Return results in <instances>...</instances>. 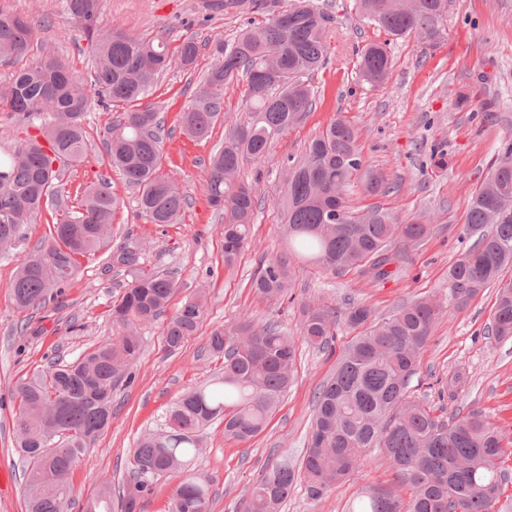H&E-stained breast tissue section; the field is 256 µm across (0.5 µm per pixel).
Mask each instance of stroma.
<instances>
[{"label":"stroma","mask_w":512,"mask_h":512,"mask_svg":"<svg viewBox=\"0 0 512 512\" xmlns=\"http://www.w3.org/2000/svg\"><path fill=\"white\" fill-rule=\"evenodd\" d=\"M251 6L203 10L199 0H102L105 29L132 37H161L177 47L193 36L205 42L194 71L180 64L154 84L149 103L166 120L162 171L191 204L178 223L149 224L139 215L137 193L117 169L106 168L100 132L109 119L94 109L85 119V162L66 169L64 179L76 190L106 172L121 198L112 233L100 252L83 258L80 269L44 308L18 310L11 294L17 262L49 234L47 214H40L13 248L0 251V512H26L23 464L15 448L17 381L50 362H74L114 331L111 309L132 280L113 267L110 257L125 245L139 253L143 270L171 275L176 292L165 316L143 325V349L132 377L112 395V418L76 463L72 484L76 501H84L104 483H118L130 466L137 441L153 429L167 407L189 389L209 382L220 363L204 344L215 329L250 317L254 323L278 321L295 332L299 308L310 301L345 315L350 301L370 306L384 318L413 300L448 293V268L471 245L466 215L476 188L493 164L512 147V0H448L445 35L432 49L415 38L387 40L385 33L362 21L356 0H316L332 21L327 27L328 63L309 78L316 109L274 140L266 159L245 163L241 179L257 192L254 224L237 264L224 265V220L206 198L205 164L236 125L250 122L246 84L224 92V113L207 140L193 142L181 131L179 117L191 103L192 83L213 61L210 42H232L240 30L258 23L289 3L266 0ZM0 8L40 20L36 41L49 48L80 77H88L91 59L78 24L67 15L65 0H0ZM388 44L391 71L385 84L373 87L358 71L356 52L365 44ZM357 128L364 166L381 173L396 190L367 196L350 191L356 209L381 206L402 220L418 216L432 224L431 235L414 247L398 248L399 273L372 282L357 272L333 275L313 266L296 271L291 297H259L252 280L262 257L282 250L280 201L288 158L300 157L309 139L336 116ZM205 304L199 329L177 351L166 347L168 316L197 291ZM496 293L488 288L462 308H448L440 319L410 382L413 398L434 402L439 384L457 379L444 399L448 413L481 411L512 442V338L490 334ZM335 353L305 343L297 345V380L267 427L247 441L226 437L221 426L206 430L204 445L191 472L212 478V512H242L250 489L275 463L299 464L307 446L319 387L336 370ZM370 492L407 497L380 449L363 453L351 480L319 499L296 487L281 512H355Z\"/></svg>","instance_id":"obj_1"}]
</instances>
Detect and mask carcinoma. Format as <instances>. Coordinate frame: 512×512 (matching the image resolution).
I'll list each match as a JSON object with an SVG mask.
<instances>
[{
  "label": "carcinoma",
  "mask_w": 512,
  "mask_h": 512,
  "mask_svg": "<svg viewBox=\"0 0 512 512\" xmlns=\"http://www.w3.org/2000/svg\"><path fill=\"white\" fill-rule=\"evenodd\" d=\"M92 60L88 81L76 78L50 51L15 71L0 89V108L33 123L44 110L49 123L0 158V248L13 244L25 224L53 209L48 239L21 259L11 285L21 311L46 305L80 267V259L102 249L112 232L120 200L111 178L101 175L77 190L78 206L68 205L64 168L84 162V121L98 105L119 112L104 126L102 142L109 166L121 171L138 193L140 217L151 224H174L189 198L162 172L164 120L151 105L140 106L149 88L178 59L195 68L202 45L184 39L170 54L160 38H131L100 23L101 0H66ZM360 17L387 35L415 37L435 47L444 38L448 0H359ZM330 17L312 0H293L268 22L240 31L235 41L212 46L215 62L200 73L192 104L180 115L186 136L204 140L222 112L224 89L243 80L246 107L257 119L238 127L210 154L206 196L224 210V266L233 267L248 243L256 198L251 185L236 180L242 164L265 158L273 140L315 109V92L303 80L322 68ZM34 24L0 9V61L16 63L34 50ZM391 70L387 43L370 42L359 52V71L381 85ZM364 166L358 132L339 116L308 143L303 157L287 167L281 235L285 250L261 260L253 282L263 298H281L295 288L296 267L311 264L334 275L359 272L375 282L392 275L391 248L415 246L431 233L418 219L403 222L374 206L351 211L346 195ZM364 189L390 193L381 174L369 173ZM468 233L476 236L448 269L447 298H420L383 320L352 303L346 324L356 331L343 348L335 374L318 390L308 448L294 468L281 462L252 487L244 512H280L302 484L320 498L357 472L362 452L383 450L396 478L411 490L408 501L382 492L367 495L362 512H492L509 482L503 459L512 455L502 434L477 410L445 418L410 398L417 374L444 305H466L481 290L497 285L491 331L512 338V148L493 165L469 206ZM112 264L133 273V281L112 306L118 335L86 351L72 363H53L16 387L17 452L25 467L28 512H69L71 472L112 417V387L129 376L141 349V325L156 320L176 292L174 280L139 267L134 249L112 254ZM204 292L167 322V349H179L196 335ZM299 338L332 349L336 319L330 309L306 302L300 309ZM210 355L222 361L212 383L188 390L166 409L156 428L141 438L118 493L106 484L82 512H141L158 481L185 469L202 448L203 430L219 423L224 435L247 440L259 434L295 379V338L275 322L249 320L214 330ZM211 483L190 473L177 485L165 512H210Z\"/></svg>",
  "instance_id": "carcinoma-1"
}]
</instances>
